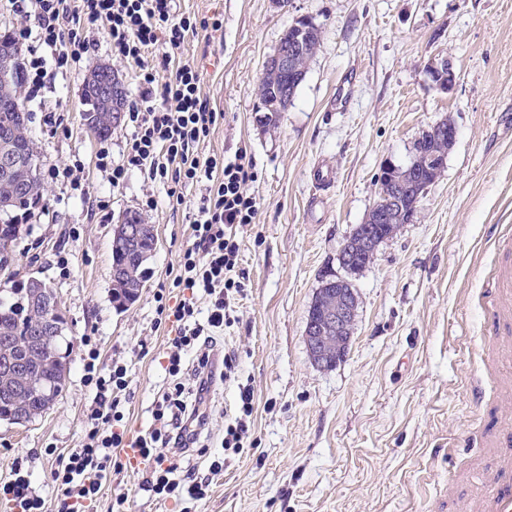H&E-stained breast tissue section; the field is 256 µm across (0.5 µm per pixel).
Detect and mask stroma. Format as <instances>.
<instances>
[{
	"label": "stroma",
	"mask_w": 512,
	"mask_h": 512,
	"mask_svg": "<svg viewBox=\"0 0 512 512\" xmlns=\"http://www.w3.org/2000/svg\"><path fill=\"white\" fill-rule=\"evenodd\" d=\"M177 13L220 18L219 30L188 35L179 57L201 73V93L222 112L205 152L247 148L261 202L240 238L245 291L235 322L213 330L215 356L237 355L238 381L217 383L207 400L204 453L183 470L210 482L198 503L162 501L143 491L144 468L125 467L104 482L97 512L128 494L132 512H452L480 494L475 472L495 462L496 431L512 426V370L501 340L490 338L485 294L503 263L490 226L512 232V0H175ZM306 18L320 44L284 112L261 110L257 83L283 33ZM91 50L66 72L49 71L26 102L41 167L80 162L79 188L49 184L44 208L14 248L18 278L50 285L68 323L67 385L55 405L23 425L0 422V484L26 462L49 512L56 453L78 447L94 392L83 380L82 337H94L98 363L128 368L127 429L151 430L152 411L172 384L163 354L177 329L154 328V295L191 243L190 217L205 186L169 188L132 174L112 188L98 166L99 139L83 122V88L110 66L131 103L143 89L135 64L116 59L105 29L89 33ZM457 74L439 89L431 61ZM353 73L347 111L333 110L336 82ZM452 118L457 138L443 175L423 195L412 223L382 243L352 282L358 295L345 357L323 369L306 345L309 306L323 276L340 274L338 255L378 199L385 163L406 164L422 131ZM320 160L336 168L323 203L306 174ZM152 196L157 206L142 212ZM141 213L156 247L139 297L112 301V238L118 220ZM71 259L61 275L55 253ZM483 371L484 401L469 383ZM256 400L253 447L225 454L224 414L239 387ZM222 458L220 474L210 464Z\"/></svg>",
	"instance_id": "1"
}]
</instances>
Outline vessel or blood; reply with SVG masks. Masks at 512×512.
I'll return each mask as SVG.
<instances>
[{
  "label": "vessel or blood",
  "mask_w": 512,
  "mask_h": 512,
  "mask_svg": "<svg viewBox=\"0 0 512 512\" xmlns=\"http://www.w3.org/2000/svg\"><path fill=\"white\" fill-rule=\"evenodd\" d=\"M488 297L486 313L494 335L511 336L512 271L501 273L489 289ZM498 445L503 452L495 468L482 478L484 492L463 502L456 512H512V428L499 433Z\"/></svg>",
  "instance_id": "b4317fda"
}]
</instances>
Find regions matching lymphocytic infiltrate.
<instances>
[{"mask_svg": "<svg viewBox=\"0 0 512 512\" xmlns=\"http://www.w3.org/2000/svg\"><path fill=\"white\" fill-rule=\"evenodd\" d=\"M12 0L22 24L13 38L26 45L29 57L24 67L27 98H36L48 68L66 71L75 66L90 48L88 30L106 25L115 58L136 63L141 69L144 105L130 106L126 121L133 133L121 162L109 159V149L99 151L101 166L108 170L112 186L123 185L136 171L153 183H205L193 215L192 243L185 250L174 274L173 287L185 297L170 302L157 293L155 325L174 323L178 333L166 351L165 370L174 384L157 402L155 428L136 441L148 471L144 489L161 499L200 501L207 495V480L179 474V460L195 451L206 424L205 396L216 381L231 380L236 357L225 353L216 362L205 328H220L231 321L234 301L244 291L238 265L239 235L254 224L259 199L249 183L257 173L251 155L239 150L231 157L204 153L203 147L220 117L200 92L201 76L195 66L184 64L169 78H159L146 61L149 49L164 46L180 49L186 36L197 29L196 20L175 15L173 0ZM209 300L206 321H199L197 294ZM86 346L84 381L94 392L80 447L57 461L52 478L62 492L57 512H87L96 502L102 482L122 463L113 459L125 447L121 395L129 381L127 368L113 362L111 369L97 365L99 349L92 337H82ZM193 362H186V355ZM192 371L191 384L181 381ZM250 388L240 390L237 413L224 425L222 445L240 452L249 437L253 414Z\"/></svg>", "mask_w": 512, "mask_h": 512, "instance_id": "f902f5d3", "label": "lymphocytic infiltrate"}]
</instances>
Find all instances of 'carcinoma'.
<instances>
[{
    "label": "carcinoma",
    "mask_w": 512,
    "mask_h": 512,
    "mask_svg": "<svg viewBox=\"0 0 512 512\" xmlns=\"http://www.w3.org/2000/svg\"><path fill=\"white\" fill-rule=\"evenodd\" d=\"M304 23L296 21L281 37L279 46L288 47L296 42L301 48L296 54L300 68L308 69L321 39V30L313 32L302 30ZM21 78L15 77L12 92L0 91V143L9 139L12 145L25 154H36L34 143L28 135L30 113L24 111L22 102L15 101ZM299 85L288 80V76L269 68L261 74L257 86L259 99L264 111L275 114L288 108L293 101ZM93 88L86 86V98L90 111L94 112V125L90 132L97 137H106L112 133L109 113L98 106L92 97ZM4 180L0 178V200L10 201L8 208H0V225H13L14 234L0 238V265L12 261L14 246L21 238L24 213L43 201V186L38 176H33L28 187L20 195L10 200ZM155 250L154 235L150 232L141 237L136 249H115L112 251V266L125 269V283L137 285L144 281L145 265ZM42 318L40 309L33 307L27 289L14 285L0 288V339L9 337L15 346L13 354L28 359L27 374L20 381L16 377L0 371V415L16 414L19 410L36 414L45 405H53L67 382V356L61 353V336H50L42 345L36 347L28 334L32 324Z\"/></svg>",
    "instance_id": "1"
}]
</instances>
